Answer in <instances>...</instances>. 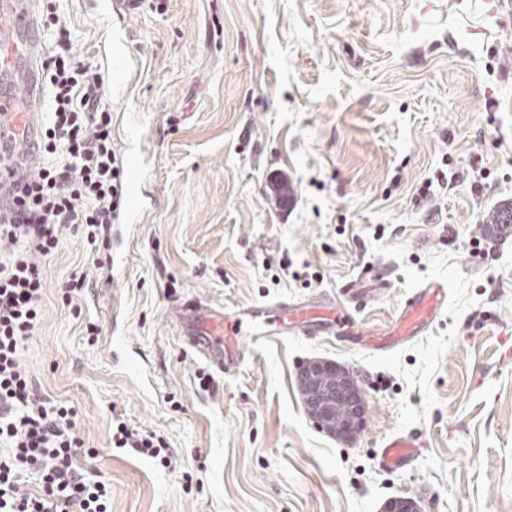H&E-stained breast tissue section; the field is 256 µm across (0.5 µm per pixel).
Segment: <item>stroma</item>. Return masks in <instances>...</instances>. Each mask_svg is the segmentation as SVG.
<instances>
[{"label": "stroma", "instance_id": "1", "mask_svg": "<svg viewBox=\"0 0 512 512\" xmlns=\"http://www.w3.org/2000/svg\"><path fill=\"white\" fill-rule=\"evenodd\" d=\"M60 6L78 60L104 66L111 32H129L112 137L139 120L157 200L125 235L117 286L105 252L66 234L21 357L74 408L78 464L109 485L110 512H383L397 497L512 512V229L491 232L512 209V0H146L124 22L104 0ZM79 275L97 292L65 296ZM431 278L447 310L389 357L291 336L220 374L167 318L190 296L342 304L360 279L376 294L354 315L381 331ZM313 360L359 382L352 439L306 410ZM120 422L163 439L171 466L112 447ZM396 432L420 447L390 473L376 454Z\"/></svg>", "mask_w": 512, "mask_h": 512}]
</instances>
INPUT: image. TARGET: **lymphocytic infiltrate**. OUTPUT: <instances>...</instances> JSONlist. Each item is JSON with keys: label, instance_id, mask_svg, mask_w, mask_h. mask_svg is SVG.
Here are the masks:
<instances>
[{"label": "lymphocytic infiltrate", "instance_id": "1", "mask_svg": "<svg viewBox=\"0 0 512 512\" xmlns=\"http://www.w3.org/2000/svg\"><path fill=\"white\" fill-rule=\"evenodd\" d=\"M49 55L40 167L17 190L20 208L0 221V512H108L106 486L76 466L72 408L37 396L20 357L41 316L45 261L71 228L108 246L124 203L112 144V108L100 68L76 60L54 0L42 18ZM40 477L25 492V473Z\"/></svg>", "mask_w": 512, "mask_h": 512}]
</instances>
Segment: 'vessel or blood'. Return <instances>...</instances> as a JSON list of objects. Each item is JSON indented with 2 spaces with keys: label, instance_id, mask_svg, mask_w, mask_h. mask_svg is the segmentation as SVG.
Masks as SVG:
<instances>
[{
  "label": "vessel or blood",
  "instance_id": "vessel-or-blood-1",
  "mask_svg": "<svg viewBox=\"0 0 512 512\" xmlns=\"http://www.w3.org/2000/svg\"><path fill=\"white\" fill-rule=\"evenodd\" d=\"M44 41L37 0H0V152L11 164L0 167V217L15 209L16 183L31 179L40 164L36 145L43 124ZM111 82L131 76L127 55L112 49L106 58ZM124 222L134 223L144 210L140 185L145 160L136 149L124 147ZM448 307V282L425 281L406 294L396 320L386 332L360 329L346 307L332 300L279 302L273 305L227 309L195 297L177 302L170 318L178 333L215 370L230 373L247 362L250 346L288 336H333L373 353L390 356L410 341L428 333ZM418 443L412 436L395 433L381 444L380 468L395 471L413 462Z\"/></svg>",
  "mask_w": 512,
  "mask_h": 512
}]
</instances>
